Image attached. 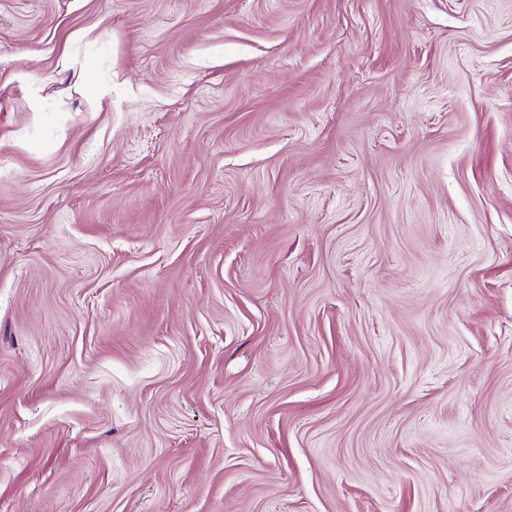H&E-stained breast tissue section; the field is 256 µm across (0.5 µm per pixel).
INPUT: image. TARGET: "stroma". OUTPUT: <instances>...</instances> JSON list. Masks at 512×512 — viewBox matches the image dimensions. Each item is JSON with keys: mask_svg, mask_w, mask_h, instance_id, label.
<instances>
[{"mask_svg": "<svg viewBox=\"0 0 512 512\" xmlns=\"http://www.w3.org/2000/svg\"><path fill=\"white\" fill-rule=\"evenodd\" d=\"M0 512H512V0H0Z\"/></svg>", "mask_w": 512, "mask_h": 512, "instance_id": "obj_1", "label": "stroma"}]
</instances>
